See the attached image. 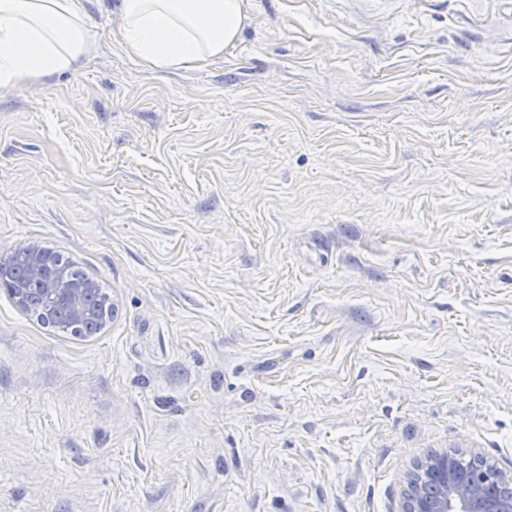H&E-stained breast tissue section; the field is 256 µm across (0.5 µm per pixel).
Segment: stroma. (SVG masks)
<instances>
[{
	"label": "stroma",
	"mask_w": 512,
	"mask_h": 512,
	"mask_svg": "<svg viewBox=\"0 0 512 512\" xmlns=\"http://www.w3.org/2000/svg\"><path fill=\"white\" fill-rule=\"evenodd\" d=\"M98 50L0 99V255L71 257L101 334L0 289V512H401L512 472V0H247L236 47ZM448 455L473 472L497 471L487 459L462 453L429 458L408 478L403 512H512L511 494L488 492L484 482L457 469Z\"/></svg>",
	"instance_id": "stroma-1"
}]
</instances>
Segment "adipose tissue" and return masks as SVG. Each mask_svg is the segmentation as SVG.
Masks as SVG:
<instances>
[{
	"instance_id": "1",
	"label": "adipose tissue",
	"mask_w": 512,
	"mask_h": 512,
	"mask_svg": "<svg viewBox=\"0 0 512 512\" xmlns=\"http://www.w3.org/2000/svg\"><path fill=\"white\" fill-rule=\"evenodd\" d=\"M121 44L155 72L223 57L248 21L245 0H120ZM96 50L83 0H0V98L78 69Z\"/></svg>"
}]
</instances>
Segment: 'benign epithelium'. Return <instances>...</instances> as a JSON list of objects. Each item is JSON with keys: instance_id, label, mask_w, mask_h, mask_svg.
<instances>
[{"instance_id": "obj_1", "label": "benign epithelium", "mask_w": 512, "mask_h": 512, "mask_svg": "<svg viewBox=\"0 0 512 512\" xmlns=\"http://www.w3.org/2000/svg\"><path fill=\"white\" fill-rule=\"evenodd\" d=\"M18 263L28 277L40 283L41 316L46 322H55L60 307L66 310L65 325L69 327L90 320L106 322L112 300L90 306L86 296L95 290V283L70 282L54 267L51 255L35 242L0 256V286L11 291L18 307L23 309L30 302L29 289L16 287L9 278ZM402 512H512V495L488 491L484 482L457 469L444 454L428 459L408 478Z\"/></svg>"}]
</instances>
